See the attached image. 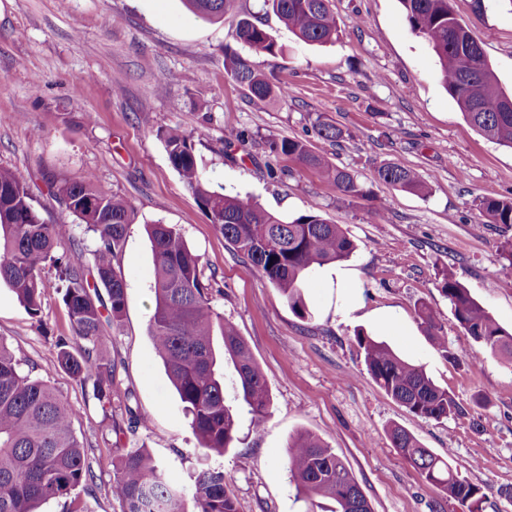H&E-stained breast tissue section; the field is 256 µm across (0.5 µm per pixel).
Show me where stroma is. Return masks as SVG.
I'll return each instance as SVG.
<instances>
[{"instance_id":"stroma-1","label":"stroma","mask_w":512,"mask_h":512,"mask_svg":"<svg viewBox=\"0 0 512 512\" xmlns=\"http://www.w3.org/2000/svg\"><path fill=\"white\" fill-rule=\"evenodd\" d=\"M341 36L309 45L276 16L267 29L282 51L265 71L288 87L278 103L252 99L224 69L239 14L259 0H238L218 20L189 12L181 0H0V166L27 179L49 222L82 226L49 196L39 172L74 181L94 176L105 192L125 195L134 218L113 261L126 285V311L111 329L118 392L147 417L135 433H111L90 393L56 364L53 339L70 325L53 269L42 274L40 319H32L0 283V338L77 410L74 429L94 475L96 512H122L111 487L120 449L146 448L169 481L189 482L195 436L147 334L153 314V260L146 228L175 225L199 255L211 305L248 345L273 397L255 428L238 397L237 373L225 362L224 396L236 408L238 440L214 459L232 481L238 512H333L332 499L299 496L286 465L290 437L309 433L350 466L373 512H468L446 498L393 447L400 426L426 448L452 455L459 475L481 487L480 512H512V363L487 357L460 328L439 288L456 279L503 327L512 330V276L502 252L512 226L485 223L481 197L512 199V149L478 133L444 89L428 43L412 32L399 0H332ZM457 18L481 43L501 88L512 92V0H452ZM168 80H161V73ZM336 125L340 142L322 138L317 121ZM194 136L208 178L264 209L296 216L317 207L356 245L342 265L315 268L304 294L310 314L295 315L269 282L248 273L172 167L158 129ZM244 141L225 147L224 133ZM301 140L349 171L372 193L349 197L311 169L270 156L268 135ZM394 162L428 183L421 196L376 181L374 168ZM386 200L378 216L373 198ZM352 272L356 308L343 303L329 273ZM433 311L445 337L438 350L417 316ZM368 333L424 367L448 389L462 416H415L368 374L355 337Z\"/></svg>"}]
</instances>
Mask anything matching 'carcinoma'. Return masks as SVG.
Returning <instances> with one entry per match:
<instances>
[{
  "mask_svg": "<svg viewBox=\"0 0 512 512\" xmlns=\"http://www.w3.org/2000/svg\"><path fill=\"white\" fill-rule=\"evenodd\" d=\"M195 15L215 19L233 9L237 0H184ZM411 30L424 38L440 64V80L464 119L484 137L512 148V94L502 91L483 50L471 51V31L455 16L451 0H400ZM260 10L275 15L306 44H326L339 38L330 0H261ZM235 40L243 54L224 45V69L260 101L288 98L285 85L272 83L263 62L282 52L274 36L253 14L242 15ZM193 135L178 128L163 133L169 160L185 188L207 213L211 224L248 270L278 288L293 312L309 308L303 291L306 275L315 267L347 260L354 242L339 224H332L312 206L296 217L271 213L249 198L215 188L197 163ZM272 156H286L316 170L321 178L348 196L368 197L354 176L313 153L303 142L270 136ZM376 180L420 195L427 186L411 168L384 162L374 169ZM50 194L94 236L86 252L76 242L73 225L48 223L35 208L23 175L0 166V282L7 284L29 315L42 323L41 270L50 266L63 291L71 335L55 337L57 366L81 386H91L103 420H112L115 365L106 328L121 325L126 288L113 260L122 250L134 216L131 201L95 186L94 178L70 181L42 173ZM478 209L492 224L512 226V200L482 197ZM154 262V312L148 335L175 388L198 441V464L189 488L170 484L150 454L136 448L118 457L112 496L123 512H238L230 480L210 463L237 441L236 412L224 399V378L213 347L220 332L224 356L234 364L240 396L261 426L270 416L272 394L264 375L235 327L211 306L200 258L178 229L157 222L147 227ZM440 289L463 331L484 351L512 362V331L500 325L448 271ZM418 316L432 344L448 352L430 309ZM356 343L368 374L393 400L411 413L442 420L462 413L448 390L435 384L422 367L396 354L385 342L362 333ZM13 348L0 339V512H40L55 501L60 512H92L88 500L73 494L89 485L93 474L77 439L76 410L32 371L20 369ZM390 438L404 459L443 495L478 512L481 488L460 477L451 457L424 447L409 431L394 427ZM288 473L299 494L325 496L336 503L333 512H372L351 470L335 451L317 438L300 433L286 451ZM193 509H188L187 501Z\"/></svg>",
  "mask_w": 512,
  "mask_h": 512,
  "instance_id": "obj_1",
  "label": "carcinoma"
}]
</instances>
